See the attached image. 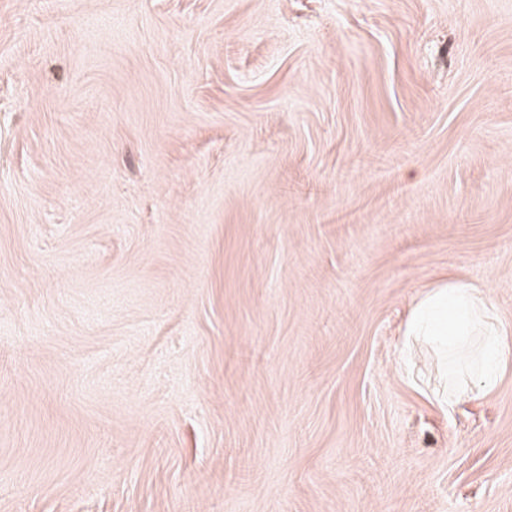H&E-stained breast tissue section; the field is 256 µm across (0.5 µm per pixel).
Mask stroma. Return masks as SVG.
<instances>
[{
    "label": "stroma",
    "instance_id": "35a3bbf8",
    "mask_svg": "<svg viewBox=\"0 0 512 512\" xmlns=\"http://www.w3.org/2000/svg\"><path fill=\"white\" fill-rule=\"evenodd\" d=\"M512 0H0V512H512ZM452 312L455 329L448 333L446 312ZM453 336V341H469L470 336H482L480 360L472 372L482 391L490 392L498 383L499 365L504 356H510L511 347L492 305L470 282L448 280L426 292L413 307L406 324L405 336L414 342L421 337L436 340L443 350L440 336Z\"/></svg>",
    "mask_w": 512,
    "mask_h": 512
}]
</instances>
